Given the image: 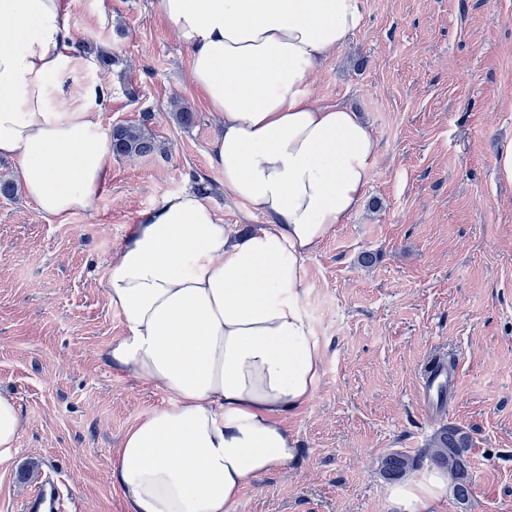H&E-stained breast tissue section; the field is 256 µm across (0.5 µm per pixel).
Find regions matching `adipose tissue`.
Here are the masks:
<instances>
[{"label": "adipose tissue", "mask_w": 512, "mask_h": 512, "mask_svg": "<svg viewBox=\"0 0 512 512\" xmlns=\"http://www.w3.org/2000/svg\"><path fill=\"white\" fill-rule=\"evenodd\" d=\"M190 52L191 79L224 121L212 145L224 190L268 216L235 231L194 190L141 213L105 282L123 336L109 356L170 402L112 456L130 512H236L242 489L297 455L286 419L317 392L323 347L304 301L306 258L360 206L378 145L363 117L307 91L312 71L363 27L360 0H158ZM63 0H0V157L24 194L63 220L93 210L112 170L96 80L82 104L49 99L81 59ZM24 422L0 391V467ZM448 494L431 468L393 485L400 512Z\"/></svg>", "instance_id": "ef3b65f1"}]
</instances>
